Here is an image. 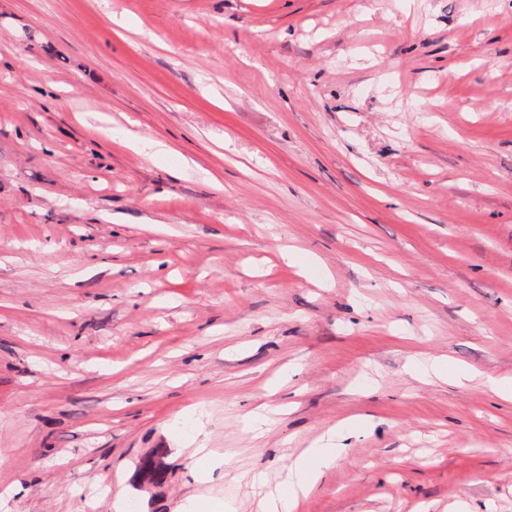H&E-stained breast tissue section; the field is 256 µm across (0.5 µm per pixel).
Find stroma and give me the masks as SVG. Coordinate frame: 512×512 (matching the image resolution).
I'll return each mask as SVG.
<instances>
[{
  "label": "stroma",
  "instance_id": "obj_1",
  "mask_svg": "<svg viewBox=\"0 0 512 512\" xmlns=\"http://www.w3.org/2000/svg\"><path fill=\"white\" fill-rule=\"evenodd\" d=\"M502 377L512 0H0V512H512ZM348 435L350 432L328 430L315 446L324 448L323 452L314 448L302 451L288 465L284 479L266 495L262 512H297L300 503L308 497L325 472L345 455L348 446L344 441Z\"/></svg>",
  "mask_w": 512,
  "mask_h": 512
}]
</instances>
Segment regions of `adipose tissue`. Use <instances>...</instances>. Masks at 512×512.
I'll list each match as a JSON object with an SVG mask.
<instances>
[{
	"label": "adipose tissue",
	"instance_id": "1",
	"mask_svg": "<svg viewBox=\"0 0 512 512\" xmlns=\"http://www.w3.org/2000/svg\"><path fill=\"white\" fill-rule=\"evenodd\" d=\"M346 433L328 430L319 439V448H308L286 469L284 479L268 493L263 512H298L301 502L325 472L346 453Z\"/></svg>",
	"mask_w": 512,
	"mask_h": 512
}]
</instances>
